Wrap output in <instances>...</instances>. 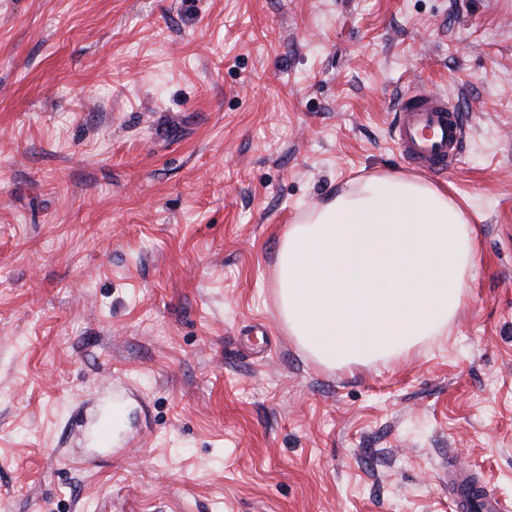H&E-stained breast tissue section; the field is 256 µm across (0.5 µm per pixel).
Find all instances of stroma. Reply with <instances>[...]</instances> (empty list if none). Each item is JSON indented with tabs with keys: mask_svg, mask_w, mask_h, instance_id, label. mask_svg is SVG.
Returning <instances> with one entry per match:
<instances>
[{
	"mask_svg": "<svg viewBox=\"0 0 512 512\" xmlns=\"http://www.w3.org/2000/svg\"><path fill=\"white\" fill-rule=\"evenodd\" d=\"M447 94L445 174L393 138ZM375 172L476 225L467 305L398 361L286 332L289 225ZM140 440L66 458L103 384ZM512 502V0H0V512H450ZM392 135L417 168L443 174L463 152L466 125L460 111L440 93L407 92L395 110Z\"/></svg>",
	"mask_w": 512,
	"mask_h": 512,
	"instance_id": "35a3bbf8",
	"label": "stroma"
}]
</instances>
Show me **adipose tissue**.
Returning <instances> with one entry per match:
<instances>
[{
    "label": "adipose tissue",
    "instance_id": "adipose-tissue-1",
    "mask_svg": "<svg viewBox=\"0 0 512 512\" xmlns=\"http://www.w3.org/2000/svg\"><path fill=\"white\" fill-rule=\"evenodd\" d=\"M477 254L475 228L447 189L371 175L284 233L282 321L330 370L405 357L463 312Z\"/></svg>",
    "mask_w": 512,
    "mask_h": 512
}]
</instances>
